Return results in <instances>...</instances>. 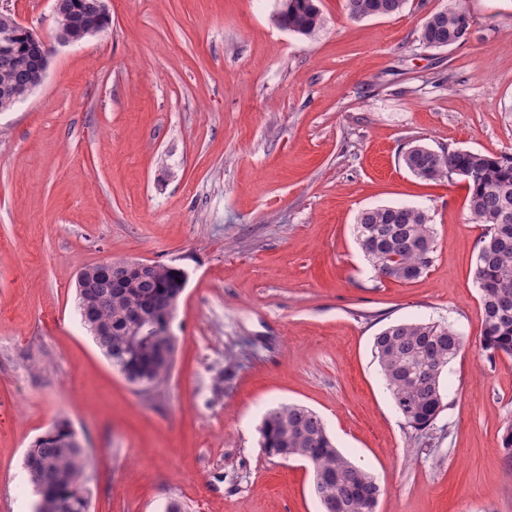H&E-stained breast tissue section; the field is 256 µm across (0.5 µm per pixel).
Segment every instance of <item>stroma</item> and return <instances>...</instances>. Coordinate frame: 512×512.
I'll use <instances>...</instances> for the list:
<instances>
[{
  "label": "stroma",
  "instance_id": "stroma-1",
  "mask_svg": "<svg viewBox=\"0 0 512 512\" xmlns=\"http://www.w3.org/2000/svg\"><path fill=\"white\" fill-rule=\"evenodd\" d=\"M348 18L321 0L299 36L280 0H106L109 26L57 39L54 0H0L52 48L0 112V512H34L24 456L57 420L87 452L89 512H319L310 467L267 456L265 412L299 403L384 488L377 512H512V358L480 345L483 225L468 189L414 176L420 143L512 155V0H464V44L425 16ZM431 217L432 266L377 276L358 213ZM186 274L171 376L130 384L84 328L79 272L106 259ZM451 323L446 430L397 412L373 353L403 320Z\"/></svg>",
  "mask_w": 512,
  "mask_h": 512
}]
</instances>
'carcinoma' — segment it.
Returning a JSON list of instances; mask_svg holds the SVG:
<instances>
[{
    "label": "carcinoma",
    "instance_id": "1",
    "mask_svg": "<svg viewBox=\"0 0 512 512\" xmlns=\"http://www.w3.org/2000/svg\"><path fill=\"white\" fill-rule=\"evenodd\" d=\"M348 16L354 20L390 17L400 13L405 0H345ZM93 0H72L71 34L84 27L105 29L109 20L93 10ZM280 22L304 37L314 36L323 25L319 0H288ZM470 19L454 0L444 10L427 18L421 40L428 48L454 45L468 34ZM37 65V55L20 38L12 48L0 51V89L8 88L16 98L28 95L25 77ZM415 176L425 180H449L456 175L468 186L471 223L482 224L473 280L480 289L483 310L482 349L512 356V155H487L463 149L434 151L416 145L403 157ZM354 235L378 277L399 282L420 278L433 262L435 237L428 213L409 206H383L361 211ZM169 293L180 298L175 288H162L157 278L147 275L135 288L121 289L122 301L131 306H153ZM161 336H149L138 343L130 363L140 367L160 388L171 375L174 360L158 358L162 348L174 353L176 337L161 324ZM127 342L125 336H108L99 348L112 362L122 359L114 350ZM464 347V338L445 321L398 322L383 329L374 340L375 356L398 412L417 432L434 429L447 408L443 373ZM70 423L60 420L38 437L28 450L25 468L29 482L39 496L40 512H56V501L71 502V512H88L85 448L71 443ZM260 447L269 455L298 458L313 469V490L322 510L334 505L335 512H377L383 488L369 471L356 465L331 439L322 418L299 404H281L266 412L259 428ZM51 480L52 497L43 494V483Z\"/></svg>",
    "mask_w": 512,
    "mask_h": 512
}]
</instances>
